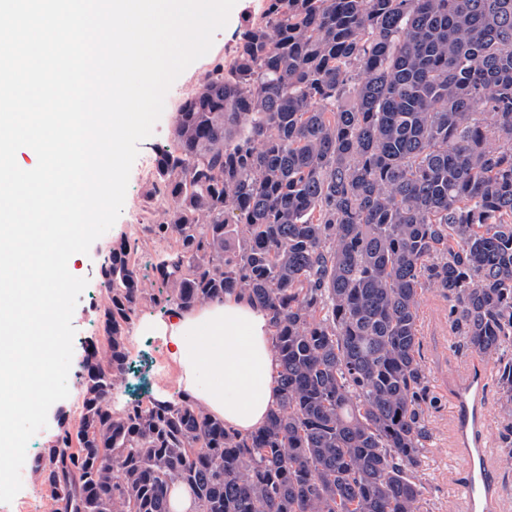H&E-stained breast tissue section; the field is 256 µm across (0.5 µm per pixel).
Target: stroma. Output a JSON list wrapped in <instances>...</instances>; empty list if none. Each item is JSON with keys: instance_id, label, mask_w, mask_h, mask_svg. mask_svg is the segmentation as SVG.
I'll return each instance as SVG.
<instances>
[{"instance_id": "stroma-1", "label": "stroma", "mask_w": 512, "mask_h": 512, "mask_svg": "<svg viewBox=\"0 0 512 512\" xmlns=\"http://www.w3.org/2000/svg\"><path fill=\"white\" fill-rule=\"evenodd\" d=\"M265 7L266 0H237L226 27L215 34L210 51L190 65L170 87L163 114L155 124L152 135L139 145L141 158L150 156L153 147L170 143L184 85L200 81L216 64L229 61L235 53L238 37L245 24L250 18L259 16ZM151 195V179L142 177L139 163L133 164L121 215L111 229L91 245L88 253L77 254L70 268L72 275L87 279L88 285L72 317L75 336L73 363L67 379L69 395L50 407L48 424L29 441L27 463L21 470L20 494L35 499L36 512H51V503L46 490L33 474L30 463L45 448L59 417L64 416L72 421L77 416L80 394L78 364L83 354L82 344L97 333L99 305L105 294L97 278V266L113 238L123 234L137 240L142 260L146 263L156 261L169 249L168 242L152 239L143 231L144 225L152 223L155 218V210L149 205ZM419 338L420 361L431 396V403L425 412L430 438L418 473L422 486L421 512H461L456 482L461 476L462 465L450 446L448 378L455 374L460 365L483 364L487 358L471 351L464 338L453 330L448 319V302L433 289L425 291L420 299ZM126 347L128 369L123 380L112 391L110 406L113 411L119 412L131 403H144L159 394L170 395L179 390L178 371L169 358L162 337L131 335L127 338Z\"/></svg>"}]
</instances>
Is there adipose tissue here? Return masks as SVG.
Wrapping results in <instances>:
<instances>
[{"label":"adipose tissue","instance_id":"adipose-tissue-1","mask_svg":"<svg viewBox=\"0 0 512 512\" xmlns=\"http://www.w3.org/2000/svg\"><path fill=\"white\" fill-rule=\"evenodd\" d=\"M163 337L180 370L179 383L225 427L246 434L262 427L274 406L276 356L268 312L246 296L174 310L163 321L139 323Z\"/></svg>","mask_w":512,"mask_h":512}]
</instances>
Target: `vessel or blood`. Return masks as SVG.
Wrapping results in <instances>:
<instances>
[{
    "mask_svg": "<svg viewBox=\"0 0 512 512\" xmlns=\"http://www.w3.org/2000/svg\"><path fill=\"white\" fill-rule=\"evenodd\" d=\"M490 367H464L450 383L453 403L452 446L464 472L457 485L464 512H502L498 484L490 463L487 382Z\"/></svg>",
    "mask_w": 512,
    "mask_h": 512,
    "instance_id": "b4317fda",
    "label": "vessel or blood"
}]
</instances>
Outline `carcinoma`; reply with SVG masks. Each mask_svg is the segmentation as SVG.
<instances>
[{
	"mask_svg": "<svg viewBox=\"0 0 512 512\" xmlns=\"http://www.w3.org/2000/svg\"><path fill=\"white\" fill-rule=\"evenodd\" d=\"M154 153L152 284L265 308L278 399L250 434L182 391L112 412L145 294L121 235L79 420L33 463L52 512H170L176 484L198 512H421L420 296L512 346V0H267ZM499 384L512 463V356Z\"/></svg>",
	"mask_w": 512,
	"mask_h": 512,
	"instance_id": "obj_1",
	"label": "carcinoma"
}]
</instances>
